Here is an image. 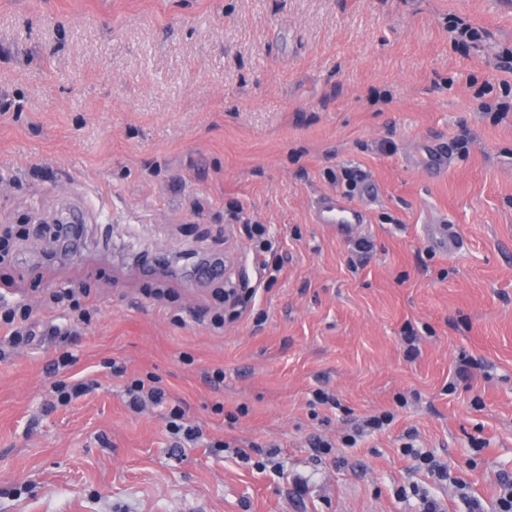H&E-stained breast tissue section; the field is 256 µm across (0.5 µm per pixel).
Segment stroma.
Wrapping results in <instances>:
<instances>
[{
    "label": "stroma",
    "instance_id": "35a3bbf8",
    "mask_svg": "<svg viewBox=\"0 0 512 512\" xmlns=\"http://www.w3.org/2000/svg\"><path fill=\"white\" fill-rule=\"evenodd\" d=\"M459 21L482 40H455ZM510 63L512 0H0V225L18 239L0 282L36 331L0 342V512H421L415 486L469 512L404 455L411 438L498 512L512 114L481 112L474 93L512 104ZM433 142L449 151L437 175L421 163ZM347 171L377 196L348 190ZM331 193L368 213L350 237L315 221ZM236 211L274 236L276 281L227 224ZM70 214L79 249L46 260L51 243L26 229ZM438 224L464 248H436ZM142 251L230 259L256 292L214 330L220 282L142 276L128 261ZM78 283L98 309L88 327L40 303ZM65 350L70 375L99 387L54 408ZM149 374L209 439L278 444L282 473L258 450L173 448L166 408L126 405L127 379ZM381 412L387 428L343 443Z\"/></svg>",
    "mask_w": 512,
    "mask_h": 512
}]
</instances>
